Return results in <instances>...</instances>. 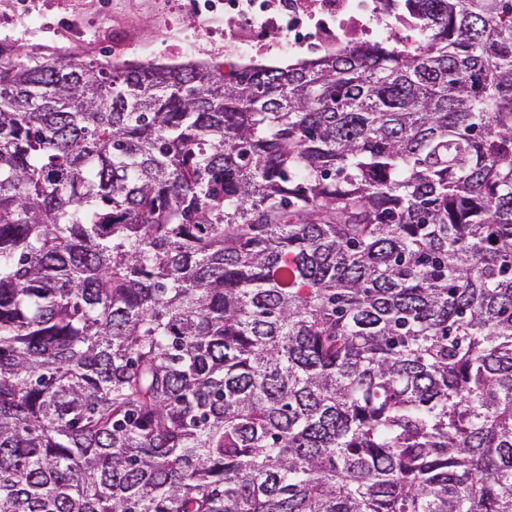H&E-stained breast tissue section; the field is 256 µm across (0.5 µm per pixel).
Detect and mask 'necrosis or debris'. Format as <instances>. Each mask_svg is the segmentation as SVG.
<instances>
[{"instance_id":"obj_1","label":"necrosis or debris","mask_w":512,"mask_h":512,"mask_svg":"<svg viewBox=\"0 0 512 512\" xmlns=\"http://www.w3.org/2000/svg\"><path fill=\"white\" fill-rule=\"evenodd\" d=\"M205 8L223 9L230 39L224 57L235 66L260 52L263 37L288 56H321L354 43H379L391 36L398 15L386 0H206Z\"/></svg>"}]
</instances>
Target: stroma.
<instances>
[{
	"label": "stroma",
	"instance_id": "obj_1",
	"mask_svg": "<svg viewBox=\"0 0 512 512\" xmlns=\"http://www.w3.org/2000/svg\"><path fill=\"white\" fill-rule=\"evenodd\" d=\"M194 0H0V39L27 52L94 56L115 64H180L224 56V14H197Z\"/></svg>",
	"mask_w": 512,
	"mask_h": 512
}]
</instances>
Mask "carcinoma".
<instances>
[{"mask_svg":"<svg viewBox=\"0 0 512 512\" xmlns=\"http://www.w3.org/2000/svg\"><path fill=\"white\" fill-rule=\"evenodd\" d=\"M285 68L0 40V512H512V0Z\"/></svg>","mask_w":512,"mask_h":512,"instance_id":"cac0c4a2","label":"carcinoma"}]
</instances>
